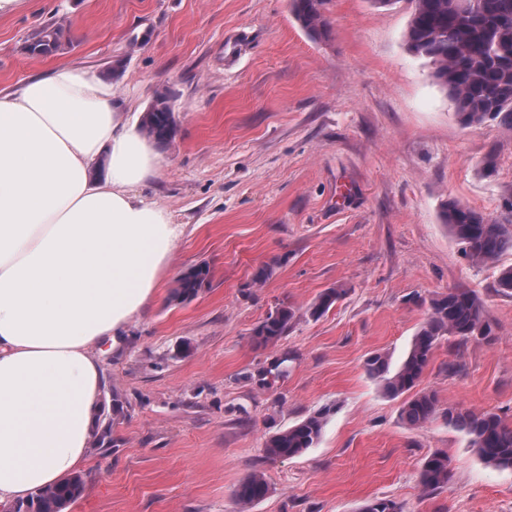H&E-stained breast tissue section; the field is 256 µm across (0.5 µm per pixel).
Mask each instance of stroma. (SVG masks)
Segmentation results:
<instances>
[{
	"label": "stroma",
	"instance_id": "1",
	"mask_svg": "<svg viewBox=\"0 0 512 512\" xmlns=\"http://www.w3.org/2000/svg\"><path fill=\"white\" fill-rule=\"evenodd\" d=\"M326 14L316 40L290 0H23L0 17V93L68 64L110 76L136 116L158 92L174 97L175 137L139 192L181 234L156 300L99 348L104 411L67 512H236L232 491L254 472L270 493L250 512H359L375 498L512 512V470L483 463L443 420L409 428L364 369L374 353L398 368L431 299L473 290L493 340L458 355L440 343L421 385L512 422V295L440 221L452 197L503 218L512 134L460 124L407 49L406 0H327ZM49 23L65 48L29 54ZM201 262L209 287L175 301L179 273ZM338 285L343 299L312 319ZM282 303L296 311L287 335L255 346L253 327ZM324 408L313 448L266 457L269 436ZM437 451L452 478L428 496L419 471ZM346 294V290L342 287L329 288L322 292L317 300L310 306L309 315L318 319L323 316L333 305H335Z\"/></svg>",
	"mask_w": 512,
	"mask_h": 512
}]
</instances>
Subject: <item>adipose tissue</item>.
<instances>
[{
  "label": "adipose tissue",
  "instance_id": "adipose-tissue-1",
  "mask_svg": "<svg viewBox=\"0 0 512 512\" xmlns=\"http://www.w3.org/2000/svg\"><path fill=\"white\" fill-rule=\"evenodd\" d=\"M158 170L153 142L86 69L0 95V506L88 458L99 345L155 298L179 234L136 192Z\"/></svg>",
  "mask_w": 512,
  "mask_h": 512
}]
</instances>
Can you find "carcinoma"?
<instances>
[{
  "mask_svg": "<svg viewBox=\"0 0 512 512\" xmlns=\"http://www.w3.org/2000/svg\"><path fill=\"white\" fill-rule=\"evenodd\" d=\"M411 5L406 44L411 53L426 60L436 84L446 92L460 122L467 127L494 125L512 133V0H408ZM325 0H291L292 12L313 38L325 37L330 21ZM65 44L59 26L43 28L29 44L33 55H52ZM168 91L157 94L146 110L141 126L145 134L165 147L174 139L175 118L168 111ZM440 219L455 239L461 256L474 265L496 263L512 252V220L504 223L456 199L442 203ZM210 269L194 265L176 279L175 300L185 303L209 285ZM346 294L342 287L322 292L310 306L309 315L318 319ZM295 310L281 304L270 311L252 330L257 347L276 344L287 335ZM453 339L455 351L471 341L493 339L492 323L484 303L474 292L450 289L430 302V313L414 336L407 358L398 370L390 371L386 356L374 354L365 362L367 374L381 382L385 395L405 396L401 417L411 427H420L437 416L448 426L469 436L479 458L497 469H512V425L497 413L457 406L444 407L438 394L420 387L444 337ZM330 409L306 416L271 435L265 453L272 459H291L314 447L320 440ZM420 483L427 494L448 487L450 460L443 452L426 457L420 469ZM84 491L81 475H73L21 502L24 512H63ZM269 486L262 474L254 472L233 491L239 512L264 499ZM360 512H402L393 500L380 498L366 503Z\"/></svg>",
  "mask_w": 512,
  "mask_h": 512,
  "instance_id": "obj_1",
  "label": "carcinoma"
}]
</instances>
